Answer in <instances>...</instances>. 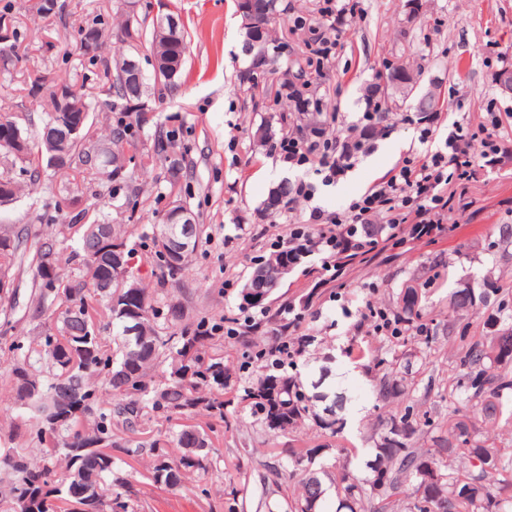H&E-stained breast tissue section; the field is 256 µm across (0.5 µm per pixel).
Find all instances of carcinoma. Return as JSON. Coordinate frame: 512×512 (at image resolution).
<instances>
[{"mask_svg": "<svg viewBox=\"0 0 512 512\" xmlns=\"http://www.w3.org/2000/svg\"><path fill=\"white\" fill-rule=\"evenodd\" d=\"M256 23L243 27L244 45L256 51L255 59L267 53V26L277 14V0H250ZM33 10L41 18L63 19V7L54 8L48 0H33ZM146 35L144 22L128 13L115 32L116 40L135 50ZM103 29L97 20L78 28L77 42L93 41L94 54L101 49ZM150 48L158 73L154 80L172 92L185 64L186 37L179 27L156 22L151 31ZM56 86L71 91L75 114L82 116L78 134H71L67 123L58 122V101L54 91L47 96L48 110L39 140L40 157L34 159L31 136L8 113H0V192L16 195V182L10 176L20 167L37 186L47 171L72 178L65 187L69 194H79V183L110 182L115 187L127 180L126 159L112 145L124 140L129 126L119 123L108 135L92 141L87 138L93 111L91 93L85 85L62 79ZM103 104L114 107L112 98L124 102V111L139 109L145 93V79H132L123 64H104ZM155 155L165 162L172 178L182 171L181 160L168 153L162 141L154 146ZM69 223L86 224L82 248L86 256V279L62 290L56 284L62 279L56 258V239L44 238L35 248L28 247V234L23 229L0 234V281L13 284L9 273L29 264L42 281L41 304L32 318H41L56 300L65 304L61 326L46 336L45 349L38 358L24 359L13 365V404L35 412L36 434L61 436V443L51 449L50 456L36 459L27 448H9L0 453V470L9 476L7 499L0 502L3 512H58L57 502L72 503V512H113L119 502L123 512H132L133 490L125 483L112 489L108 480L116 464L108 452L112 434L105 424L91 434L72 431L73 424L89 411L96 398L95 380L108 370L112 395L117 397L115 412L128 427L139 425L148 410L164 408L170 415L182 416L206 411L224 418L225 401L197 395L203 386L223 390L227 385L224 358L202 353L204 337L186 330L160 334L151 320L153 308L146 289L142 288L128 269L126 243L112 232V225L103 219L89 220L85 210L70 216ZM293 267L276 254L253 272L241 291L243 304L259 307L273 290L288 278ZM106 299V322L96 323L89 314V299ZM488 295H475L469 288L453 292L449 298L452 310L469 309L487 301ZM422 291L412 285L399 293L397 316L409 329L425 334L430 342V329L421 322ZM112 331V356L103 350L105 330ZM490 341L468 338L463 326L459 338L467 342V350L459 360V377L455 389L462 391L470 404V412L455 418L448 416V428L440 436V448H415L414 437L421 431L434 429L430 413L420 414L406 409L404 413L389 412L380 419L373 459L367 461L370 474L363 478L340 473L334 479L336 512H383L388 500L402 493V484L414 486L409 512H508L512 508V454L507 455L495 443L479 437L478 424L494 422L503 415V396L512 391V329L498 327V318L490 315L483 321ZM171 360L165 381L149 386L145 377L161 355ZM46 361L52 370L43 381L31 373L33 363ZM408 391L406 378L386 376L375 385L376 400L388 401ZM303 381L286 372L261 375L243 388L238 406L250 410L269 429L292 430L308 418L335 434L343 423L336 418L325 419L313 410V397L304 396ZM180 454L164 452L153 467L157 483L179 486L188 471H206L211 463L206 435L182 430L174 439ZM322 448H300L288 451L289 462L300 465L312 462ZM62 456L66 467L60 471L51 458ZM303 492L293 504V512H324L326 494L319 473L304 474Z\"/></svg>", "mask_w": 512, "mask_h": 512, "instance_id": "carcinoma-1", "label": "carcinoma"}]
</instances>
